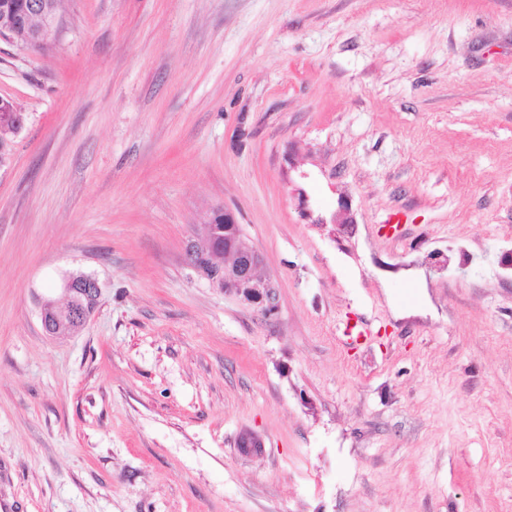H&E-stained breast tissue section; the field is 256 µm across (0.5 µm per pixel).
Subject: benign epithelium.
I'll list each match as a JSON object with an SVG mask.
<instances>
[{"label":"benign epithelium","mask_w":512,"mask_h":512,"mask_svg":"<svg viewBox=\"0 0 512 512\" xmlns=\"http://www.w3.org/2000/svg\"><path fill=\"white\" fill-rule=\"evenodd\" d=\"M58 0H25L24 14L18 15L11 0H0V40L20 51L38 50L57 22ZM224 224L231 236L220 244L216 238L208 239L202 249L190 242L186 255L191 269L224 292L240 297L243 301L270 315L278 309L276 283L261 274L263 257L244 234L237 218L230 210H224ZM224 256V262L216 257ZM61 288L70 301L68 310L78 323H85L92 313L88 302L99 296V284L93 277L65 278Z\"/></svg>","instance_id":"obj_1"}]
</instances>
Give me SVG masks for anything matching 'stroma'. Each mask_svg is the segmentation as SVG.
Here are the masks:
<instances>
[{"label": "stroma", "instance_id": "obj_1", "mask_svg": "<svg viewBox=\"0 0 512 512\" xmlns=\"http://www.w3.org/2000/svg\"><path fill=\"white\" fill-rule=\"evenodd\" d=\"M0 96V504L512 512V0H63ZM224 209L274 315L187 263ZM70 276L76 277L72 279L65 278L62 280L61 288L70 301L68 310L71 317L77 322L84 324L93 312L87 307L88 302H97L99 296V284L93 277L84 273H75Z\"/></svg>", "mask_w": 512, "mask_h": 512}]
</instances>
